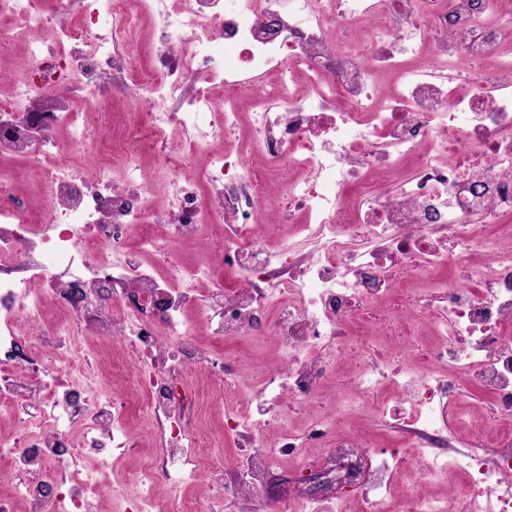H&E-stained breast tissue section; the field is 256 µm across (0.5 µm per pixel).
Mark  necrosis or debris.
<instances>
[{
    "mask_svg": "<svg viewBox=\"0 0 512 512\" xmlns=\"http://www.w3.org/2000/svg\"><path fill=\"white\" fill-rule=\"evenodd\" d=\"M156 35L147 64L131 49L142 17ZM351 31L340 40L336 29ZM47 31L55 50L29 42L0 99V152L40 175L46 214L21 208L0 179V410L37 408L22 440L0 441L18 474L0 512H94V476L63 462L150 448L134 477L151 492L122 512H169L184 487L220 470L206 456L216 434L247 441L236 480L214 498L241 503L261 489L260 472L304 448L337 456L365 441L316 413L323 379L344 351L350 325L362 337H403L409 355L367 345L355 364L356 397L337 414L373 408L398 420L400 457L361 464L355 512H512V0H0V39ZM223 87L216 105L214 87ZM148 102L112 146L110 164L88 174L71 161L93 150L73 100L94 103L115 89ZM248 124L251 157L222 144ZM183 138L169 151L168 129ZM204 157L195 176L179 154ZM296 176L270 188L268 175ZM172 192L152 202L157 172ZM283 206L302 240L264 234V201ZM215 234L205 264L189 270L166 244ZM151 265H144V255ZM466 280L448 283L447 271ZM67 324L42 331L48 308ZM220 342L270 335L287 365L261 396L241 395L240 363L200 345L196 324ZM108 356L134 360L130 397L115 398L99 373L78 365V337ZM208 363L230 404L222 431L202 422L197 387L171 369ZM482 393L467 400L463 386ZM303 414L284 430L285 412ZM497 429L493 443L446 453L471 415ZM409 467L415 490L393 473ZM450 470L464 491L428 495L426 479ZM163 485L167 498L153 487Z\"/></svg>",
    "mask_w": 512,
    "mask_h": 512,
    "instance_id": "4bbe7bcc",
    "label": "necrosis or debris"
}]
</instances>
